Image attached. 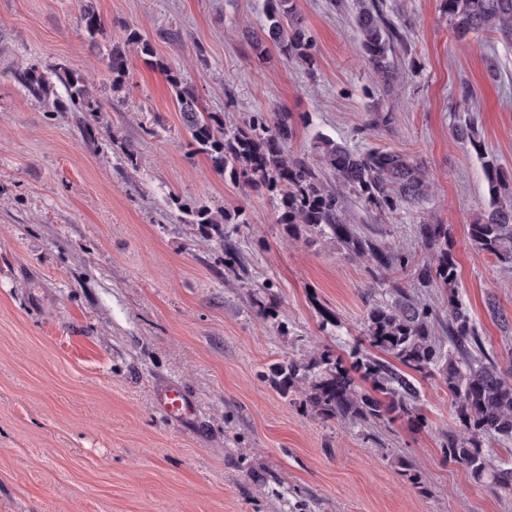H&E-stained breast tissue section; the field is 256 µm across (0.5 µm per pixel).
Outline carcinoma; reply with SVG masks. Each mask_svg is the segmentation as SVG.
<instances>
[{
    "label": "carcinoma",
    "instance_id": "carcinoma-1",
    "mask_svg": "<svg viewBox=\"0 0 512 512\" xmlns=\"http://www.w3.org/2000/svg\"><path fill=\"white\" fill-rule=\"evenodd\" d=\"M455 37L467 39L495 33L512 41V0H444ZM264 37L251 38L253 52L262 56L267 45L288 61L314 64L313 42L303 26L295 0H266ZM352 19L362 53L374 75L391 86L399 65L396 47L405 43L407 26L384 10V0H352ZM155 57L152 44L129 26L112 45L107 67L119 84L129 72V54ZM175 90L182 122L199 150L224 180L262 188L277 200V223L288 240L313 235L325 245H339L352 260L365 262L373 284L363 292L366 314L360 336L348 356L313 346L288 356L270 368L268 379L283 396L326 421L343 427L376 425L386 414L408 421L424 420L421 390L415 374L439 378L453 401L460 430L445 433L442 448L448 461L465 469L472 479L497 491H512V467L495 464L486 450L490 440L512 442V371L498 366L457 294L455 254L448 225L428 220L415 225L425 255L408 247L386 244L357 224L345 222V200L353 196L379 217L425 201L432 184L420 165L394 150L359 152L319 134L317 163L288 151L293 135L292 114L274 107L254 113L247 123L224 129L217 112L202 106L180 71L160 64ZM73 108L95 111L92 86L65 61L55 69ZM455 135L481 155L488 193L486 211L469 224L471 244L503 264L512 265V172L490 155L474 123L455 127ZM336 178L328 185L324 171ZM192 223L216 238L224 250V269L239 287L243 254L236 236L251 223L243 208L213 211L181 204ZM436 288L442 302H423L412 289ZM274 285L253 294L263 319L285 325Z\"/></svg>",
    "mask_w": 512,
    "mask_h": 512
}]
</instances>
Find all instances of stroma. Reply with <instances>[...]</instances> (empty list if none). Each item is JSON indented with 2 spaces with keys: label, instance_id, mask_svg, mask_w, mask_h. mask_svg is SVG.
<instances>
[{
  "label": "stroma",
  "instance_id": "stroma-1",
  "mask_svg": "<svg viewBox=\"0 0 512 512\" xmlns=\"http://www.w3.org/2000/svg\"><path fill=\"white\" fill-rule=\"evenodd\" d=\"M387 4L410 45L390 87L336 0H296L310 70L275 48L253 53L244 33L260 31L265 0H0V512H512V494L445 457L442 435L459 420L439 378L421 381L424 427L397 419L372 441L265 379L314 342L349 353L366 263L312 238L287 246L273 197L213 170L155 64L131 56L118 87L106 66L128 25L225 128L277 105L293 114V154L313 157L320 132L412 156L433 183L428 200L375 220L353 198L347 215L412 248L423 218L448 225L459 298L502 357L512 333L486 302L512 317V268L469 240L488 206L485 175L453 130L474 116L488 153L512 170V45L494 34L458 40L443 0ZM88 5L102 21L94 34L82 22ZM63 60L90 77L97 111H74L61 84L43 97L17 79L52 80ZM466 84L474 97L462 108ZM181 201L251 215L238 239L251 287L225 284L222 248ZM269 281L281 329L253 305V288ZM169 383L195 403L192 422L159 410ZM403 457L419 487L406 483Z\"/></svg>",
  "mask_w": 512,
  "mask_h": 512
}]
</instances>
